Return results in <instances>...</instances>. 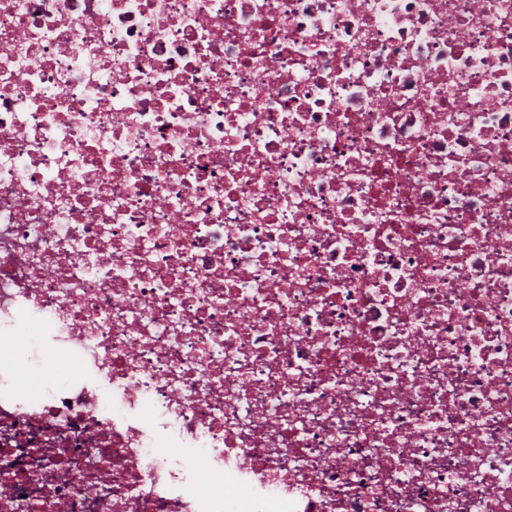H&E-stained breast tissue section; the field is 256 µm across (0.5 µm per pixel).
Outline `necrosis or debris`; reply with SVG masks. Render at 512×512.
<instances>
[{
  "mask_svg": "<svg viewBox=\"0 0 512 512\" xmlns=\"http://www.w3.org/2000/svg\"><path fill=\"white\" fill-rule=\"evenodd\" d=\"M5 464L0 512H512V0H0Z\"/></svg>",
  "mask_w": 512,
  "mask_h": 512,
  "instance_id": "obj_1",
  "label": "necrosis or debris"
}]
</instances>
